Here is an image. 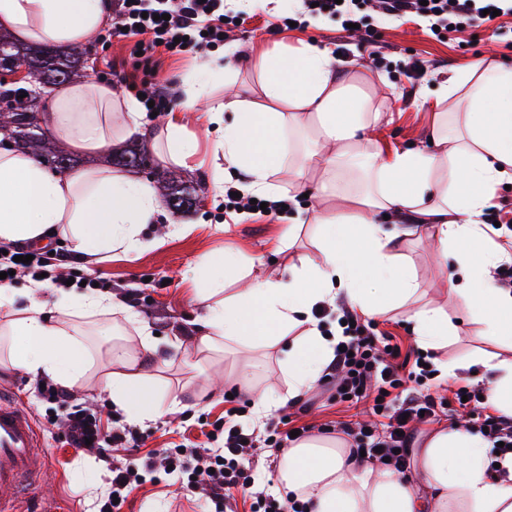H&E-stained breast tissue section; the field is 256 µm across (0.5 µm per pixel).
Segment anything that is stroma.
Returning <instances> with one entry per match:
<instances>
[{"label": "stroma", "mask_w": 512, "mask_h": 512, "mask_svg": "<svg viewBox=\"0 0 512 512\" xmlns=\"http://www.w3.org/2000/svg\"><path fill=\"white\" fill-rule=\"evenodd\" d=\"M249 12L250 19L233 29L227 38L228 44L237 46V54L228 56L218 48L204 57L161 55L154 75L156 86L182 89L186 77L201 66L237 67L246 52L273 51L302 43L323 45L338 50L340 60H357L371 73L385 76L394 93L388 122L379 136L386 147L410 148L421 143L433 121V112L422 105L421 96L445 80L449 69H464L480 60L512 64V14L439 37L414 14L382 19L372 0H366L362 6L368 24L363 36L344 31L340 21L333 17L319 25L282 32L278 29L280 15L269 13L258 4L250 7ZM203 115L200 109L187 114V131L198 144L192 168L162 160L157 149L149 151L153 169L149 183L157 184L165 172L178 173L195 190L200 204L185 213L163 207L156 222L144 227L143 234L153 237L170 224L192 225L190 234L167 238L162 246L133 259L116 253L89 261L75 256L66 244L51 257L52 264L72 277L104 282L109 293L126 298L150 331L157 333L158 357L163 364L160 369L151 370L150 376L159 398L166 402L181 400L180 410L157 421L138 424L126 421L114 409L109 393L101 386L102 377L112 369L106 337L118 331L125 345H139L136 331L117 315L80 320L90 370L81 386L70 389V397L63 404L41 401L36 395L35 376L1 365L0 389L11 392L18 403L31 411L49 458V472L42 481L40 495L19 500L20 512H98L110 488L111 473L98 451L77 450L66 444L65 418L77 410L95 415L102 433L116 427L129 431L134 439L132 447L111 449L110 455L134 463L150 457L161 459L166 449L182 444L207 447V425L223 418L231 406L239 409L236 421L241 426L253 425L261 430L288 420L296 426H311L316 436L336 437L342 433V424L372 419L365 405L338 401L334 384L327 379L301 400H287V386L273 357L263 349L208 360L196 373L184 367V351L193 350L204 334V308L195 300L188 281L191 269L206 257L224 251L240 253L250 260L259 258L265 266L284 269L288 256L275 254L273 245L300 212L316 203L312 197H297L295 204L274 219L225 210L224 195L213 184L215 142L206 132ZM404 252L417 272L424 299L441 306L451 321L460 320V307L448 294L432 248L414 236L407 238ZM474 330V325L469 324L461 335L449 337L447 345L435 351L436 363L461 364L481 351L504 357L512 355L511 348L492 339L477 338ZM175 336L180 338L183 352L168 349V341ZM245 361L254 363L259 388L286 400L285 405L262 418L256 416L248 393L224 382L225 373ZM206 508L205 497L187 489L179 473H168L160 467L152 481L130 494L121 512H205Z\"/></svg>", "instance_id": "obj_1"}]
</instances>
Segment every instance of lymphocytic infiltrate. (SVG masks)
I'll return each instance as SVG.
<instances>
[{
    "instance_id": "1",
    "label": "lymphocytic infiltrate",
    "mask_w": 512,
    "mask_h": 512,
    "mask_svg": "<svg viewBox=\"0 0 512 512\" xmlns=\"http://www.w3.org/2000/svg\"><path fill=\"white\" fill-rule=\"evenodd\" d=\"M380 6L389 16L426 15L446 30L453 25L479 27L493 21V13L501 9L502 0H429L425 6L419 0H380ZM244 22L241 14L227 13L224 0H182L174 9L166 0H157L150 6L145 0H119L117 21L100 41L107 49L113 39L127 37L135 54L134 64L142 68L144 78L134 81L120 74L116 81L126 91L143 94L145 100L153 102L154 112L161 114L173 111L178 93L150 89L148 77L156 70L158 54L207 53L223 45L225 33ZM338 315L344 323V339L329 365L336 379V396L351 398L355 403H370L373 414L382 419L381 424L360 428L356 448L363 451L365 462H386L398 471H407L415 423L437 420L448 403L429 394L412 397V385H423L429 376L428 369L410 368L400 345L394 344L391 336L370 333L365 325L355 321L352 311L342 307ZM68 421L67 442L73 448L81 450L90 445L103 449L128 441L126 431L116 428L111 434H103L96 421L80 412L70 413ZM256 440L255 434L228 421L224 424L222 446L177 451L167 455L166 461L172 471L190 478L207 474L206 495L214 512H224L226 491L238 487L253 489L262 512H303L304 504L299 500L279 502L267 498L265 491L255 490L254 477L245 473L244 450Z\"/></svg>"
}]
</instances>
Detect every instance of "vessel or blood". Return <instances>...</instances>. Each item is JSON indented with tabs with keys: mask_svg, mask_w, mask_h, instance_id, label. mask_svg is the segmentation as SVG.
<instances>
[{
	"mask_svg": "<svg viewBox=\"0 0 512 512\" xmlns=\"http://www.w3.org/2000/svg\"><path fill=\"white\" fill-rule=\"evenodd\" d=\"M47 454L32 415L0 394V512H16L12 492L39 482Z\"/></svg>",
	"mask_w": 512,
	"mask_h": 512,
	"instance_id": "vessel-or-blood-1",
	"label": "vessel or blood"
}]
</instances>
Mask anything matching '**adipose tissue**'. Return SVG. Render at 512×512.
Returning <instances> with one entry per match:
<instances>
[{"instance_id": "adipose-tissue-1", "label": "adipose tissue", "mask_w": 512, "mask_h": 512, "mask_svg": "<svg viewBox=\"0 0 512 512\" xmlns=\"http://www.w3.org/2000/svg\"><path fill=\"white\" fill-rule=\"evenodd\" d=\"M110 13V0H0V30L26 44L75 46L95 36ZM247 63L250 97H214L207 83L190 76L185 104L207 101L215 149L229 168L248 176L245 194L278 198L275 177L283 172L299 186H313L319 204L307 221L315 232L310 248L284 272H259L228 296L224 272L242 265L243 257L216 255L196 271L197 299L208 306L199 352L227 343L274 349L295 399L320 382L340 340L323 334L312 314L318 304L332 306L341 297L363 318L402 311L421 347L431 351L457 335L442 307L420 302L402 233L379 223L383 214L424 225L466 319L479 324L481 336L512 347V289L494 276L512 255L487 247L480 220L497 186L512 183V66L480 60L449 74L436 94L431 145L386 151L373 136L387 119L386 104L376 97L383 76H368L355 60L336 67L327 48L311 45L256 52ZM44 121L67 149L84 154L143 131L138 102L92 80L57 89ZM347 173L361 180L363 193L337 195L335 205H325ZM161 209L153 187L131 174L87 168L59 175L34 155L0 148L1 244L38 241L59 229L73 253L117 250L135 257L160 246L142 229ZM120 311L136 324L141 351L113 350L103 379L113 404L139 423L179 411L178 401L161 403L146 371L147 356L158 351L147 326L105 292L57 288L48 298L32 296L29 308L0 326L9 339L7 361L73 387L88 370L86 353L57 315ZM474 362L490 378L494 408L512 416V358L479 355ZM489 446L462 424L433 430L409 475L356 460L342 439L304 438L282 450L273 489L308 502L311 512H448L459 496L473 512H512V464L508 477L490 475Z\"/></svg>"}]
</instances>
